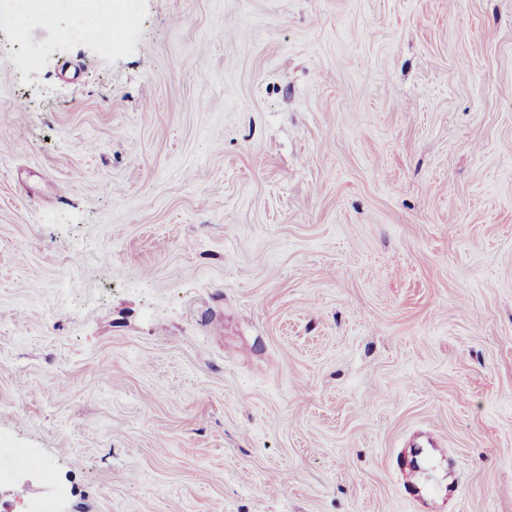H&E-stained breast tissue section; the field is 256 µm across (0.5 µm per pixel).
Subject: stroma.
<instances>
[{"label":"stroma","mask_w":512,"mask_h":512,"mask_svg":"<svg viewBox=\"0 0 512 512\" xmlns=\"http://www.w3.org/2000/svg\"><path fill=\"white\" fill-rule=\"evenodd\" d=\"M0 19V512H512V0Z\"/></svg>","instance_id":"1"}]
</instances>
